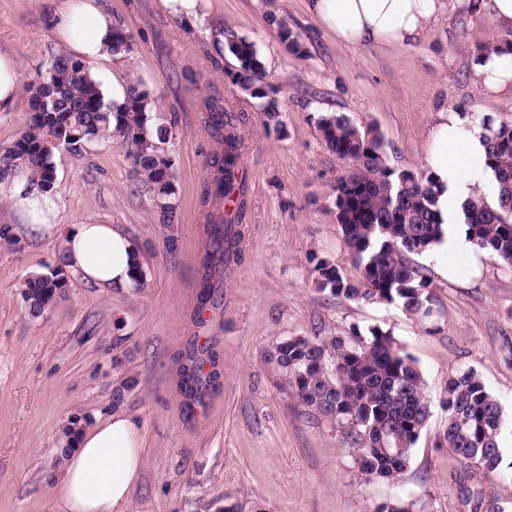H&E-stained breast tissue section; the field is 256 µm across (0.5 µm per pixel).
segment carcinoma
I'll list each match as a JSON object with an SVG mask.
<instances>
[{
	"label": "carcinoma",
	"mask_w": 512,
	"mask_h": 512,
	"mask_svg": "<svg viewBox=\"0 0 512 512\" xmlns=\"http://www.w3.org/2000/svg\"><path fill=\"white\" fill-rule=\"evenodd\" d=\"M236 59L233 86L264 101L265 126L279 127L277 102L269 97L265 70L254 42L225 35ZM131 35L115 27L112 51H128ZM30 99L42 103L29 115L20 137L0 148V178L28 172L30 187L51 192L56 182L52 156L60 148L80 147L102 136L118 137L126 145L136 187L152 194L159 223L175 222L173 163L165 145L173 139L172 124L151 121L154 98L137 82L126 100L106 99L99 82L81 60L54 57L33 82ZM206 122L220 150L208 161L212 178L205 201L217 213L205 224L207 242L201 259L200 299L194 312L203 317L212 270L229 267L247 247L240 221L245 183L238 179L242 137L224 108L207 104ZM321 140L350 162L336 179L332 204L344 250L358 269L350 279L328 257H314L317 290L348 301L397 304L424 322L435 316L431 281L411 256L422 254L441 233L434 178L426 170L396 171L386 165V144L372 126H360L342 113H328L317 122ZM488 167L498 185L497 201L482 199L467 210L469 239L481 250L512 265V123L489 120ZM224 210L219 214L218 210ZM67 270L62 265L23 281L21 297L29 314L42 316L66 295ZM265 361L283 380L297 403L314 417L340 428L343 444L355 452L358 470L368 481L395 483L407 469L430 414L425 382L412 355L390 332L379 327L349 336L283 339L265 352ZM220 378L217 355L206 344L191 351L180 380L186 411L192 412L202 391ZM448 425L443 440L470 474L493 473L504 462L500 447L502 410L477 372L468 369L448 377L443 391ZM422 497L404 493L378 504L374 512H424Z\"/></svg>",
	"instance_id": "obj_1"
}]
</instances>
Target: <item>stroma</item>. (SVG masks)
<instances>
[{
  "instance_id": "obj_1",
  "label": "stroma",
  "mask_w": 512,
  "mask_h": 512,
  "mask_svg": "<svg viewBox=\"0 0 512 512\" xmlns=\"http://www.w3.org/2000/svg\"><path fill=\"white\" fill-rule=\"evenodd\" d=\"M62 3L0 0V48L13 53L21 84L64 54L55 26ZM99 3L135 45L90 69L107 95L113 81L142 82L173 121L176 220L169 232L155 222L151 196L133 190L125 145L99 139L53 156L59 234L19 251L0 242V512H56L62 427L75 415L92 423L110 414L113 387L124 378L134 386L121 410L141 422L144 438L126 512H218L226 503L240 512H373L403 490L421 495L429 512H474L460 494L461 463L442 439L441 398L449 375L476 370L502 407L501 446L512 456V365L501 350L512 337V266L490 259L469 287L431 275L430 325L396 305L317 291L312 256L358 276L331 204L349 163L325 148L317 120L342 112L373 125L392 168L422 169L437 111L461 106L512 122V92L484 94L473 76L477 41H512V31L466 0H445L422 41L396 49L336 44L306 0H197L190 16L159 0ZM285 26L301 36L305 54L288 50ZM228 31L258 47L281 129L265 128L258 100L232 85ZM208 98L243 137L248 246L215 274L214 300L198 321L202 194L218 148L204 124ZM91 218L139 245L144 287L108 292L73 276L63 299L31 317L22 281L56 265L62 232ZM372 327L391 331L414 357L430 399L411 462L394 484L365 481L335 425L305 414L263 360L275 341ZM205 342L219 356L221 377L188 414L179 367Z\"/></svg>"
}]
</instances>
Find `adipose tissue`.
<instances>
[{"mask_svg":"<svg viewBox=\"0 0 512 512\" xmlns=\"http://www.w3.org/2000/svg\"><path fill=\"white\" fill-rule=\"evenodd\" d=\"M443 7L442 0H308L314 20L344 46L404 47L421 38ZM56 31L67 48L87 60L112 55V18L97 0H73L58 15ZM478 85L492 93L512 90V53L489 51L475 65ZM487 127L481 113L442 109L428 133L424 164L435 176L442 239L425 255L433 270L450 282L466 283L490 256L468 238L467 203L494 193L486 165ZM8 192L14 228L30 237L53 234L57 202L28 185L19 172ZM67 269L98 288H125L141 255L128 237L109 224H77L64 237L60 254ZM140 422L123 412L80 431L61 459L56 486L59 512H124L143 466Z\"/></svg>","mask_w":512,"mask_h":512,"instance_id":"ef3b65f1","label":"adipose tissue"}]
</instances>
